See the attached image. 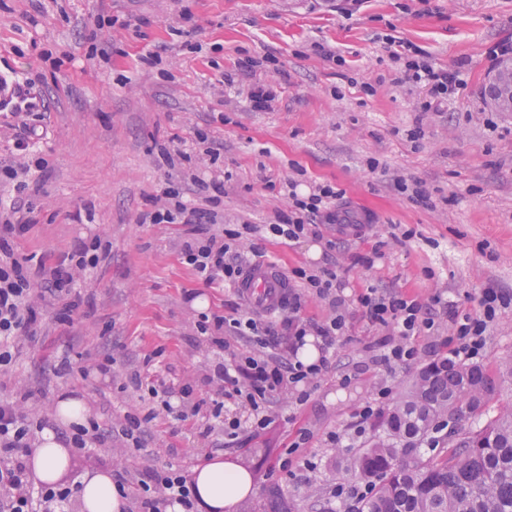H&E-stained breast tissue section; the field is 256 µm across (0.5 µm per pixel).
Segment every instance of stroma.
<instances>
[{
    "label": "stroma",
    "instance_id": "1",
    "mask_svg": "<svg viewBox=\"0 0 512 512\" xmlns=\"http://www.w3.org/2000/svg\"><path fill=\"white\" fill-rule=\"evenodd\" d=\"M388 37L418 46L434 67L462 68L466 89L422 111L428 93L401 82L383 49ZM505 39L512 0H0V75L38 105L34 115L0 108V166L19 171L0 181V207L19 208L29 225L17 254L36 272L81 239L109 244L72 291L69 321L46 308L0 376V399L21 400L64 442L71 429L56 424L53 409L65 394L84 398L89 419L104 428H120L130 413L147 419L144 447L115 436L92 455L72 449L63 486L75 487L90 468L132 483L170 466L188 475L224 440L203 380L221 358L251 346L232 337L216 352L197 322L203 313L237 317L245 304L232 287H204L184 263L185 225L146 223L172 185L201 207L202 183L223 182L218 219L246 264L262 254L286 273L337 268L349 300L348 337L308 400L281 395L271 426L241 432L225 451L253 476L254 491L236 512H268L277 498L288 512H345L336 487L359 449L383 433H348L352 416L380 387L399 398L422 367L447 357L453 314L476 310L488 289L509 299L477 360L496 373L512 355V112L496 111L483 88L492 73L486 50ZM327 49L342 64L328 61ZM270 53L277 64L266 63ZM245 56L262 61L248 76L236 72ZM257 85L273 92L270 110H251ZM25 125L38 130L27 156L14 145ZM210 145L218 159L206 154ZM399 177L422 182L430 205L398 193ZM290 180L302 192L315 184L342 190L336 208L356 223L321 225L293 242L269 234L288 209ZM377 249L372 268L358 265ZM370 288L424 300L439 291L447 300L437 338L415 337L412 365L381 361L389 331L358 302ZM107 355L105 376L94 366ZM162 382L192 383L197 414L149 418L159 401L147 388ZM28 391L35 400L23 401ZM334 431L344 447L328 444ZM303 432L306 447L294 449ZM307 459L314 471L304 469Z\"/></svg>",
    "mask_w": 512,
    "mask_h": 512
}]
</instances>
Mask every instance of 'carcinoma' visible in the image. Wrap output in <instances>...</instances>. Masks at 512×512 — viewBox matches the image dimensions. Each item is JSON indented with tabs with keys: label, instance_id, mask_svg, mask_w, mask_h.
<instances>
[{
	"label": "carcinoma",
	"instance_id": "obj_1",
	"mask_svg": "<svg viewBox=\"0 0 512 512\" xmlns=\"http://www.w3.org/2000/svg\"><path fill=\"white\" fill-rule=\"evenodd\" d=\"M495 390L479 365L447 358L423 367L387 414L386 436L354 460L374 488L352 512H512V411L436 454L418 453L448 411L476 420Z\"/></svg>",
	"mask_w": 512,
	"mask_h": 512
}]
</instances>
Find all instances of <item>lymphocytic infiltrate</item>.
<instances>
[{
	"mask_svg": "<svg viewBox=\"0 0 512 512\" xmlns=\"http://www.w3.org/2000/svg\"><path fill=\"white\" fill-rule=\"evenodd\" d=\"M385 49L390 60L399 63L404 82L426 87L429 99L425 109L437 108L442 97L451 90H464L465 82L459 71L434 68L422 50L395 39H387ZM208 207H188L182 200L180 188H167L163 204L149 213L153 224H184L189 237L182 246V257L203 285L237 284L243 266L239 254L233 253L230 243L211 233L216 223L214 210L224 194L223 183L213 185ZM337 191L328 185H318L306 194L290 190L287 212L279 214L269 232L276 237L295 241L318 224H346L348 215L332 210ZM25 225L5 219L0 221V373L5 372L13 354L25 338L31 336L40 316L31 273L15 255V242L24 234ZM102 243L94 237L80 242L71 263H58L43 274L47 282L45 293L59 298L68 295L82 272L95 267L100 258ZM294 277L305 280L318 295L332 296L336 309L334 316L324 323L307 322L298 318L300 295L288 301V316L282 320L283 333H275L269 325L253 317L227 319L221 316L202 317L198 327L207 334L213 345L225 348L226 335L249 340L252 350L233 362L217 363L207 377L212 387L211 400L214 416H221L226 403H233L247 412L246 418H230L224 422V446L233 448L240 432L259 433L266 430L272 419L265 411L266 404L279 392L288 388L298 391V402H305L328 368L327 352L337 340L346 335V321L342 312L344 296L333 295L337 275L326 269L313 274L305 269L294 270ZM359 303L370 319L382 327L392 329L393 339L385 343L383 360L389 364L410 365L417 351L411 343L414 336L431 335L436 330L432 316L440 295L429 302H421L398 295H379L368 292L360 295ZM502 297L496 292H484L480 309L456 315L452 320V334L448 338L453 356L476 359L484 345V334L494 319ZM315 337L320 355L317 361L304 363L299 357L307 337ZM281 347V355H272L274 347ZM34 425L20 412L16 402L0 401V512H67L71 492L66 488L48 487L36 483L29 475L24 461ZM140 512H162L163 507L177 504L181 512H196L197 502L192 485L177 470L148 471L140 480Z\"/></svg>",
	"mask_w": 512,
	"mask_h": 512,
	"instance_id": "obj_1",
	"label": "lymphocytic infiltrate"
}]
</instances>
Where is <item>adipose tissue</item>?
<instances>
[{
  "mask_svg": "<svg viewBox=\"0 0 512 512\" xmlns=\"http://www.w3.org/2000/svg\"><path fill=\"white\" fill-rule=\"evenodd\" d=\"M69 464V452L51 430H44L32 459L36 476L46 484L57 481ZM81 512H122L124 503L103 469L85 471L78 479ZM191 484L199 504L206 512H232L253 491L251 473L244 467L210 458L194 469Z\"/></svg>",
  "mask_w": 512,
  "mask_h": 512,
  "instance_id": "ef3b65f1",
  "label": "adipose tissue"
}]
</instances>
